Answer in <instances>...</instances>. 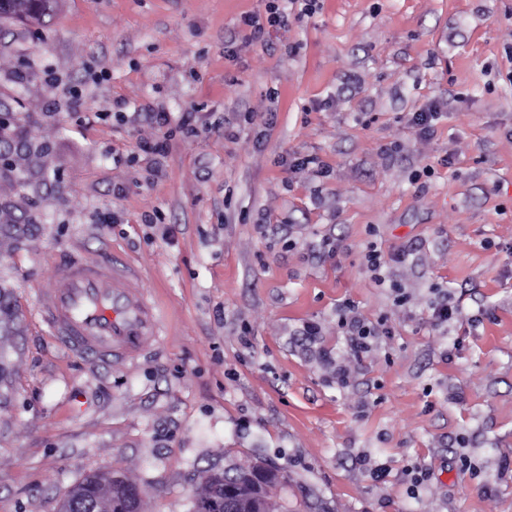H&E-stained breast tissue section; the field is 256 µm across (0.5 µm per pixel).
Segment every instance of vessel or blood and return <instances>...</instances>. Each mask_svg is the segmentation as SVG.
<instances>
[{"mask_svg": "<svg viewBox=\"0 0 512 512\" xmlns=\"http://www.w3.org/2000/svg\"><path fill=\"white\" fill-rule=\"evenodd\" d=\"M124 258L105 263L73 259L40 289L38 313L73 353L96 363L138 359L149 337L161 335L164 316Z\"/></svg>", "mask_w": 512, "mask_h": 512, "instance_id": "1", "label": "vessel or blood"}]
</instances>
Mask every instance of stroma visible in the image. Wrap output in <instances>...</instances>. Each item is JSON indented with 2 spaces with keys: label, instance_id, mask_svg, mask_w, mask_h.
I'll return each instance as SVG.
<instances>
[{
  "label": "stroma",
  "instance_id": "35a3bbf8",
  "mask_svg": "<svg viewBox=\"0 0 512 512\" xmlns=\"http://www.w3.org/2000/svg\"><path fill=\"white\" fill-rule=\"evenodd\" d=\"M265 4L0 19V512L112 468L141 512H194L208 470L256 461L290 512H512V0H318L256 38ZM372 242L409 254L389 284ZM115 253L167 330L95 365L38 291ZM346 303L385 329L361 359ZM408 254L405 251H397L391 253L390 256L386 259L382 254V251L378 249L376 243H369L367 247V253L365 255L366 258V267L368 271L371 273L372 278L379 284L383 285L386 282V272L385 269L388 268L390 263H401L406 259Z\"/></svg>",
  "mask_w": 512,
  "mask_h": 512
}]
</instances>
